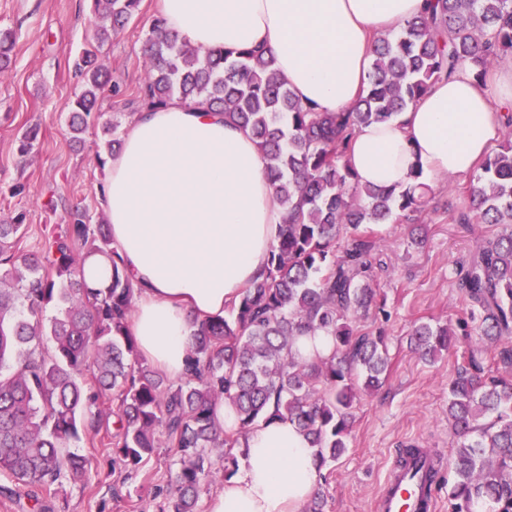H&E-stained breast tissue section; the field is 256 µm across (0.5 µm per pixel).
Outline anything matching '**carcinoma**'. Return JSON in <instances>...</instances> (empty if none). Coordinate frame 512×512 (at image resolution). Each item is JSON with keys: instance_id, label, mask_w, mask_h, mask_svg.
Masks as SVG:
<instances>
[{"instance_id": "cac0c4a2", "label": "carcinoma", "mask_w": 512, "mask_h": 512, "mask_svg": "<svg viewBox=\"0 0 512 512\" xmlns=\"http://www.w3.org/2000/svg\"><path fill=\"white\" fill-rule=\"evenodd\" d=\"M140 0H92L103 45L136 14ZM13 34L0 31V71L8 69ZM148 73L140 98L148 109L178 99L217 108L224 121L248 130L263 154L282 207L281 229L262 277L228 307L204 320L190 346L192 373L173 383L148 365L130 330L135 288L112 247L109 225L85 209L46 238L39 252L21 250L24 216L0 222V473L51 492L62 477L84 480L88 459L65 451L98 433L109 416L107 442L123 480L138 475L165 437L175 470L157 512H198L201 484L227 479L250 429L273 414L296 424L318 467L346 449L352 408L383 383L388 349L382 332L362 328L384 298L373 287L379 241L370 228L413 223L425 184L363 189L345 158L355 128L396 117L430 85L463 66L476 79L512 55V0H427L422 13L390 38L375 39L369 89L347 112L303 104L260 47L206 52L152 22ZM80 89L70 101L72 140L99 123L97 103L112 76L87 49L74 63ZM121 123L102 125L104 147L121 146ZM458 224H488L473 254L457 262V288L469 306L474 335L496 342L512 335V117L499 148L486 156L469 187ZM110 259L104 288H91L84 261ZM57 314L46 317L48 305ZM329 336L334 353L315 362L296 358L302 336ZM446 325L413 327L410 346L435 358L455 346ZM448 388V421L461 439L449 465L455 480L451 512H512V384L482 379L481 361ZM233 403L237 428L226 431L216 404ZM495 415L488 426L481 424Z\"/></svg>"}]
</instances>
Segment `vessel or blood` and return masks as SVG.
<instances>
[{"label": "vessel or blood", "mask_w": 512, "mask_h": 512, "mask_svg": "<svg viewBox=\"0 0 512 512\" xmlns=\"http://www.w3.org/2000/svg\"><path fill=\"white\" fill-rule=\"evenodd\" d=\"M434 465V456L422 452L410 463L408 470L391 468L379 497L377 512H437L436 489L425 479Z\"/></svg>", "instance_id": "1"}]
</instances>
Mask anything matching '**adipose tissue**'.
Returning a JSON list of instances; mask_svg holds the SVG:
<instances>
[{
  "label": "adipose tissue",
  "mask_w": 512,
  "mask_h": 512,
  "mask_svg": "<svg viewBox=\"0 0 512 512\" xmlns=\"http://www.w3.org/2000/svg\"><path fill=\"white\" fill-rule=\"evenodd\" d=\"M169 32L192 46L270 50L290 90L321 112L367 88L373 40L417 16L425 0H159ZM512 106V62L491 83L468 68L435 82L396 119L359 127L347 161L360 185L389 189L467 176ZM250 133L221 112L180 101L135 113L107 161L99 195L112 243L136 288L131 330L162 374L189 370L194 318L223 314L265 270L281 207ZM237 472L205 512H302L319 479L315 451L285 419L241 439Z\"/></svg>",
  "instance_id": "ef3b65f1"
}]
</instances>
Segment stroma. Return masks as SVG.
<instances>
[{"instance_id": "obj_1", "label": "stroma", "mask_w": 512, "mask_h": 512, "mask_svg": "<svg viewBox=\"0 0 512 512\" xmlns=\"http://www.w3.org/2000/svg\"><path fill=\"white\" fill-rule=\"evenodd\" d=\"M156 14V0H142L126 30L100 50L98 65L111 70L120 86L101 102L105 119L125 125L142 108L144 48ZM98 24L90 0H0V29L11 30L15 38L11 68L0 77V220L24 214L28 231L21 247L27 251L66 223L72 209L102 214L98 194L107 170L96 157L101 131L88 130L77 144L66 121L68 101L78 88L73 60L94 42ZM31 127L39 131L38 144L23 156L19 137ZM17 182L25 183L26 190L14 196L10 188ZM469 184L466 177L433 180L418 224L374 227L386 264L376 283L386 306L384 313L369 316L364 327L384 330L389 370L380 389L362 395L346 452L322 469L325 512H376L388 472L407 443L452 456L456 438L448 422V386L466 365L465 350H481L486 377L503 374L498 345L477 336L459 337L454 350L433 362L409 344L419 322L455 328L468 318L454 287L456 262L473 249L477 233L454 223L452 216L455 204L467 198ZM416 226L425 236L419 248L409 244ZM69 449L90 459L92 469L83 481L62 478L56 494L46 499L50 512H153L155 492L166 486L174 460L172 449H157L116 500L108 451L99 440L85 437Z\"/></svg>"}]
</instances>
